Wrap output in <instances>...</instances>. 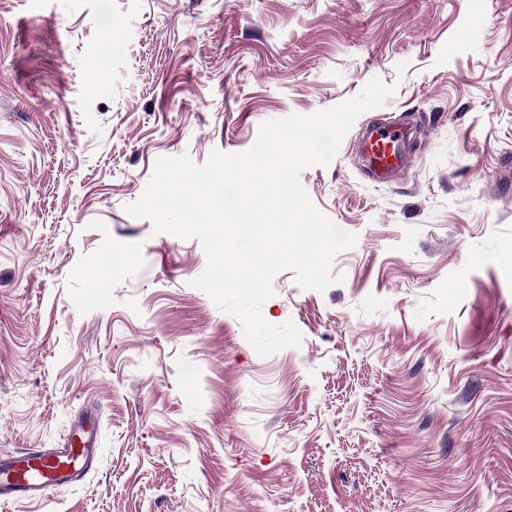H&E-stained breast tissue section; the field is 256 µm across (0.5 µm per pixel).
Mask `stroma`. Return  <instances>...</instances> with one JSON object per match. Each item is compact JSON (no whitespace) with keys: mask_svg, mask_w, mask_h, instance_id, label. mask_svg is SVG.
Instances as JSON below:
<instances>
[{"mask_svg":"<svg viewBox=\"0 0 512 512\" xmlns=\"http://www.w3.org/2000/svg\"><path fill=\"white\" fill-rule=\"evenodd\" d=\"M393 87L301 182L354 247L279 272L257 355L129 216L161 157ZM406 115L388 184L356 150ZM512 0H0V451L100 452L0 512H512ZM102 281L88 288L85 273Z\"/></svg>","mask_w":512,"mask_h":512,"instance_id":"stroma-1","label":"stroma"}]
</instances>
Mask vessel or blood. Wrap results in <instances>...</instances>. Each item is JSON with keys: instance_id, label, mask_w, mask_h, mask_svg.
<instances>
[{"instance_id": "1", "label": "vessel or blood", "mask_w": 512, "mask_h": 512, "mask_svg": "<svg viewBox=\"0 0 512 512\" xmlns=\"http://www.w3.org/2000/svg\"><path fill=\"white\" fill-rule=\"evenodd\" d=\"M360 149L369 177L377 182H388L409 165L413 132L399 121H379L371 125ZM97 458V432L92 415L87 414L76 420L65 447L1 453L0 497H40L50 486L79 478Z\"/></svg>"}]
</instances>
